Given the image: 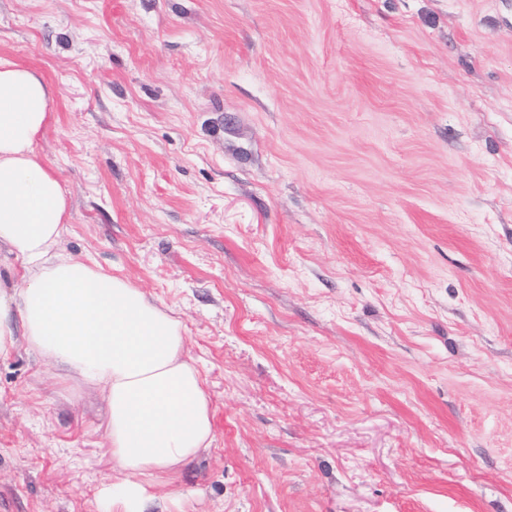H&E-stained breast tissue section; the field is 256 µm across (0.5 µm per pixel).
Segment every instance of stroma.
<instances>
[{
  "label": "stroma",
  "mask_w": 512,
  "mask_h": 512,
  "mask_svg": "<svg viewBox=\"0 0 512 512\" xmlns=\"http://www.w3.org/2000/svg\"><path fill=\"white\" fill-rule=\"evenodd\" d=\"M0 57L207 381L148 512H512V0H0ZM102 412L0 358V512H100Z\"/></svg>",
  "instance_id": "stroma-1"
}]
</instances>
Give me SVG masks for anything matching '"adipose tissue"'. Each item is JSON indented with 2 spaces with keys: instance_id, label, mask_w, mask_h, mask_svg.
Instances as JSON below:
<instances>
[{
  "instance_id": "adipose-tissue-1",
  "label": "adipose tissue",
  "mask_w": 512,
  "mask_h": 512,
  "mask_svg": "<svg viewBox=\"0 0 512 512\" xmlns=\"http://www.w3.org/2000/svg\"><path fill=\"white\" fill-rule=\"evenodd\" d=\"M50 99L40 76L0 58V247L25 269L21 288L0 292V358L25 342L61 379L101 393L120 475L100 488L101 512H146L148 486L213 443L210 397L177 317L128 280L57 253L70 200L36 151Z\"/></svg>"
}]
</instances>
